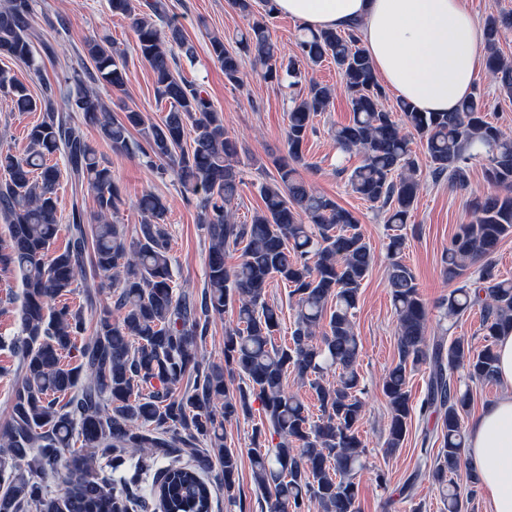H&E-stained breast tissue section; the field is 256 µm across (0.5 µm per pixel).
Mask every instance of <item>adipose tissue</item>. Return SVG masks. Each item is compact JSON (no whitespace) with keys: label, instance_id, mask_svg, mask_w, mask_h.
<instances>
[{"label":"adipose tissue","instance_id":"adipose-tissue-1","mask_svg":"<svg viewBox=\"0 0 512 512\" xmlns=\"http://www.w3.org/2000/svg\"><path fill=\"white\" fill-rule=\"evenodd\" d=\"M303 26L357 28L383 83L421 112H452L467 97L484 44L462 0H273ZM504 391L471 424L466 453L491 512H512V331L496 346Z\"/></svg>","mask_w":512,"mask_h":512}]
</instances>
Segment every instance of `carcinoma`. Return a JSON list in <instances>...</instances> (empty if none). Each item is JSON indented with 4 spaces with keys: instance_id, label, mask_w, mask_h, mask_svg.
Returning a JSON list of instances; mask_svg holds the SVG:
<instances>
[{
    "instance_id": "carcinoma-1",
    "label": "carcinoma",
    "mask_w": 512,
    "mask_h": 512,
    "mask_svg": "<svg viewBox=\"0 0 512 512\" xmlns=\"http://www.w3.org/2000/svg\"><path fill=\"white\" fill-rule=\"evenodd\" d=\"M229 0L246 21L236 48L210 39L211 55L233 85L242 81L243 60L252 58L269 82L287 84V152L274 159L276 174L260 186L262 206L250 223L234 218L232 203L243 184L240 147L223 114L201 87L174 75V48L193 57L181 27L167 20L165 0H108L114 15L131 20L136 50L151 69L155 93L169 104L159 122L129 108L115 119L78 73L65 79L66 93L47 88L39 97L0 68V94L17 112H43L27 132L21 152L0 150V268L20 273V335L12 349L20 358V382L9 418L0 430V512H136L141 500L126 493L144 471H159L142 490L164 499L165 512H211V492L201 473L219 466L224 497L237 503L239 454L224 444V423L262 414L253 429L252 478L266 512H359L357 474L365 468L359 435L363 381L362 345L356 329L359 291L372 263V247L359 219L334 199L297 177L308 165L303 146L314 119L329 109L335 88L312 83L302 93L304 71L325 61L336 66L352 116L331 130L339 149L361 155L347 178L352 193L382 210L395 230L389 235V283L397 316L398 361L385 374L382 391L390 417L386 448L404 442L413 405L408 374L429 365L430 380L420 413L441 414V448L424 476L441 492L444 512H465L452 481L464 456L462 417L471 405L472 383L496 378L497 336L512 330V280L502 279L489 258L512 233V137L488 117L475 92L455 112H419L400 99L387 109L385 88L353 29H302L293 54L283 55L272 37V0ZM33 0H6L0 7V55L37 66L32 41ZM512 28V12L484 22L487 71L500 94L512 99V59L499 44ZM88 80L123 89L128 81L121 54L108 41L88 39ZM78 109L99 128L112 151L132 150L131 130L146 164L171 169L187 199L197 201L208 239L206 287L199 295L175 291L173 259L162 197L147 192L138 201L141 222L126 240L112 222L121 198L112 166L99 156L70 111ZM419 139L434 179L463 187L470 166L482 163L492 191L471 197L470 220L458 226L443 257L448 281L463 280L442 299L443 319L455 321L481 310L484 345L478 351L447 332L426 336L428 308L401 252L400 231L412 218L422 189L412 149ZM64 155L70 179L89 185L96 213L73 202L67 243L53 248L59 233L56 186L59 169L47 163ZM241 248L230 267L226 256ZM476 269V275L469 271ZM110 282L114 309L96 314L86 335L83 311L52 305L73 292L77 280ZM278 279L295 300L290 342L276 344L279 309L267 287ZM232 310L236 327L224 336V365H208L200 351L212 317ZM336 380L325 381L329 372ZM312 391L319 416L284 389L288 373ZM189 456L195 467L183 466ZM59 479L52 497L48 481Z\"/></svg>"
}]
</instances>
